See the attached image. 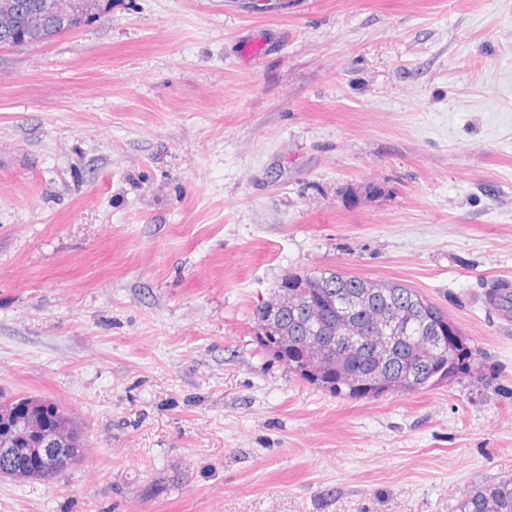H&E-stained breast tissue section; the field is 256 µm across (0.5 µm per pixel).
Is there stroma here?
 <instances>
[{"label":"stroma","instance_id":"obj_1","mask_svg":"<svg viewBox=\"0 0 512 512\" xmlns=\"http://www.w3.org/2000/svg\"><path fill=\"white\" fill-rule=\"evenodd\" d=\"M438 304L473 374L336 395L258 341L284 275ZM512 0H114L0 47V392L91 459L0 512H456L512 478Z\"/></svg>","mask_w":512,"mask_h":512}]
</instances>
